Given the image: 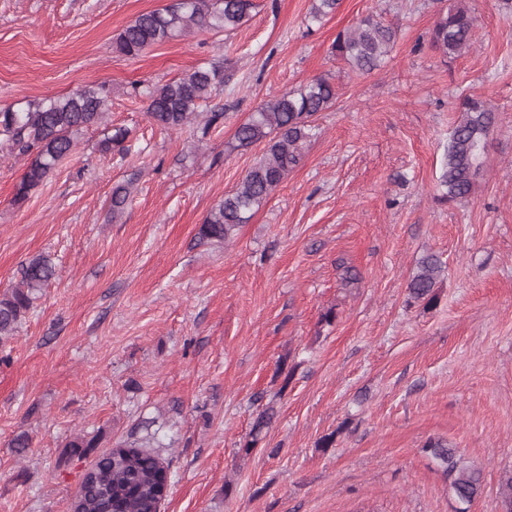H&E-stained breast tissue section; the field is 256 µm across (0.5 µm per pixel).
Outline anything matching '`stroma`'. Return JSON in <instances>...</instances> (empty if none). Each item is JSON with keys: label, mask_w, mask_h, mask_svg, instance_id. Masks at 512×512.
<instances>
[{"label": "stroma", "mask_w": 512, "mask_h": 512, "mask_svg": "<svg viewBox=\"0 0 512 512\" xmlns=\"http://www.w3.org/2000/svg\"><path fill=\"white\" fill-rule=\"evenodd\" d=\"M171 2L0 0V109L111 90L104 122L77 134L23 206L12 198L27 160L0 149V294L32 257L56 268L0 347V512H71L95 456L72 455L69 441L94 433L103 452L149 424L170 466L161 512H458L425 450L438 439L483 472L469 512H501L512 475V0H464L476 44L454 59L429 42L454 0H339L314 24L313 0H254L233 32L114 52L127 25ZM367 15L398 36L361 73L332 47ZM213 63L224 88L190 125L150 122L145 87ZM317 76L338 98L300 164L231 242L200 240L204 217L265 151L231 149L236 127ZM467 96L496 121L471 195L443 203L441 162ZM216 109L223 124L206 128ZM120 126L128 153H102ZM121 182L130 198L116 217ZM429 253L446 266L438 303L407 305ZM21 433L30 446L19 452Z\"/></svg>", "instance_id": "obj_1"}]
</instances>
